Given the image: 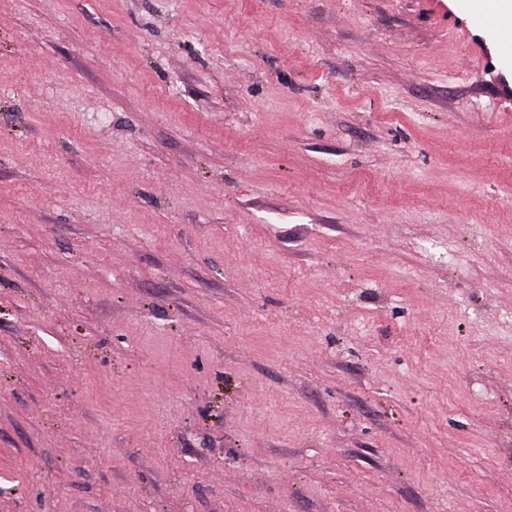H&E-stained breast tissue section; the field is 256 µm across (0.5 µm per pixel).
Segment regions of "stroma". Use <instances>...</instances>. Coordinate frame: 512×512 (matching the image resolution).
<instances>
[{
  "mask_svg": "<svg viewBox=\"0 0 512 512\" xmlns=\"http://www.w3.org/2000/svg\"><path fill=\"white\" fill-rule=\"evenodd\" d=\"M502 75L455 0H0V512H512Z\"/></svg>",
  "mask_w": 512,
  "mask_h": 512,
  "instance_id": "1",
  "label": "stroma"
}]
</instances>
